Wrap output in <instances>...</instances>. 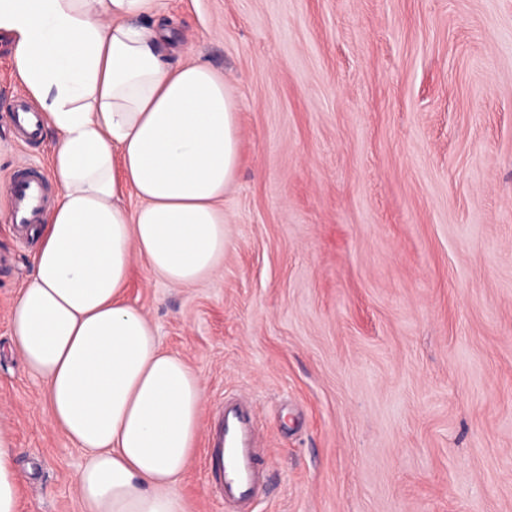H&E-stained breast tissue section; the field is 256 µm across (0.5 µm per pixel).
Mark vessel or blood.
<instances>
[{"mask_svg": "<svg viewBox=\"0 0 512 512\" xmlns=\"http://www.w3.org/2000/svg\"><path fill=\"white\" fill-rule=\"evenodd\" d=\"M14 121L25 140L39 137L40 125L30 117L24 100L15 103ZM12 193L13 209L20 224L33 223L45 203L43 176L19 171ZM263 428L264 421L253 402L237 395L225 397L221 419L208 431L210 447L221 449L224 457L218 486L224 496L226 512H254L262 496L266 470L259 439Z\"/></svg>", "mask_w": 512, "mask_h": 512, "instance_id": "b4317fda", "label": "vessel or blood"}]
</instances>
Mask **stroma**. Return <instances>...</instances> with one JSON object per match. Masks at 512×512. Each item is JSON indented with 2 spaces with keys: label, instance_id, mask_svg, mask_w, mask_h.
<instances>
[{
  "label": "stroma",
  "instance_id": "35a3bbf8",
  "mask_svg": "<svg viewBox=\"0 0 512 512\" xmlns=\"http://www.w3.org/2000/svg\"><path fill=\"white\" fill-rule=\"evenodd\" d=\"M173 62L223 76L241 163L230 244L175 287L134 265L127 301L265 421L255 512H512V0H158ZM0 33V182L50 176L23 144ZM36 243L0 222V418L21 512H81L77 448L9 351ZM184 512H224L204 448Z\"/></svg>",
  "mask_w": 512,
  "mask_h": 512
}]
</instances>
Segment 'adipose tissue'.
Instances as JSON below:
<instances>
[{"mask_svg":"<svg viewBox=\"0 0 512 512\" xmlns=\"http://www.w3.org/2000/svg\"><path fill=\"white\" fill-rule=\"evenodd\" d=\"M156 2L0 0L18 79L56 134L60 188L32 230L10 342L83 454L82 512H184L201 435L200 375L125 291L137 262L176 286L223 265L238 101L206 64L170 61L172 30L146 21ZM18 456L0 423V512H18Z\"/></svg>","mask_w":512,"mask_h":512,"instance_id":"adipose-tissue-1","label":"adipose tissue"}]
</instances>
